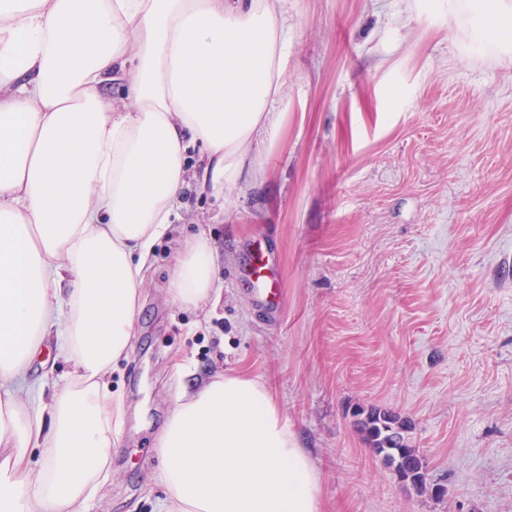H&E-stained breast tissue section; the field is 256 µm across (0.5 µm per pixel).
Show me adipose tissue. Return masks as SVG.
I'll use <instances>...</instances> for the list:
<instances>
[{
  "label": "adipose tissue",
  "mask_w": 512,
  "mask_h": 512,
  "mask_svg": "<svg viewBox=\"0 0 512 512\" xmlns=\"http://www.w3.org/2000/svg\"><path fill=\"white\" fill-rule=\"evenodd\" d=\"M287 44L285 0H0V512H72L109 477L126 407L105 378L152 246L188 177L217 198L261 177L247 149L276 139ZM215 252L179 238L172 303L219 302ZM49 337L65 382L21 400ZM158 458L164 512H323L319 468L240 371L183 389Z\"/></svg>",
  "instance_id": "obj_1"
}]
</instances>
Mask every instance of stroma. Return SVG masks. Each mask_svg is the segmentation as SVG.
Returning <instances> with one entry per match:
<instances>
[{"label":"stroma","mask_w":512,"mask_h":512,"mask_svg":"<svg viewBox=\"0 0 512 512\" xmlns=\"http://www.w3.org/2000/svg\"><path fill=\"white\" fill-rule=\"evenodd\" d=\"M497 6L510 27L484 32ZM286 107L266 176L225 203L197 182L158 240L122 393V444L79 512H158L156 437L182 386L241 370L272 390L327 512H512V0H287ZM204 229L218 304L167 298L175 238ZM276 259L263 316L240 272ZM410 422L440 494L403 486L352 424Z\"/></svg>","instance_id":"35a3bbf8"}]
</instances>
